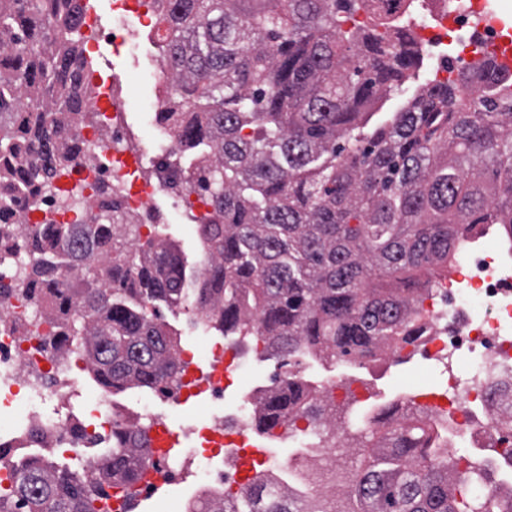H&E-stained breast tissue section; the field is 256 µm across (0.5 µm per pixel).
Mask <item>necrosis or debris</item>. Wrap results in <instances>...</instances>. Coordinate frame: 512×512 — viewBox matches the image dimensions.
<instances>
[{"instance_id": "necrosis-or-debris-1", "label": "necrosis or debris", "mask_w": 512, "mask_h": 512, "mask_svg": "<svg viewBox=\"0 0 512 512\" xmlns=\"http://www.w3.org/2000/svg\"><path fill=\"white\" fill-rule=\"evenodd\" d=\"M433 2L435 12L425 29L437 49L451 39L462 46L472 42L470 18L489 6V0ZM157 3L116 0L113 54L143 57L139 33L156 18ZM101 96L105 107H93L91 119L78 128L81 152L65 191L29 197L31 222L78 224L109 197L122 214L136 217L142 236H154L166 223L153 203L161 191L167 194L170 210L181 218L192 224L204 222L213 208L193 180L184 176L168 186L163 176L143 178L127 164L134 150L126 139V102L110 85L103 87ZM473 234L457 251L454 282L423 296L422 324L427 331L416 350L422 358L448 368L458 358L471 363L466 383L449 375L447 393L429 403L426 429L438 447L455 446L461 460L483 471V496L492 504L501 484H512V422L501 417L504 405L512 400V246L482 225ZM35 260L31 252L11 262L0 256V446L11 452L0 460V500L10 496L20 461L29 460L37 448L69 449L73 457L83 459L84 475L98 480L112 460L115 433L139 429L145 402L181 405L193 396L204 397L213 409L205 438L223 445V458L198 466L193 447L180 448L175 460L150 449L145 475L131 494L151 502L165 487L182 512H202L205 505L237 492L236 459L253 419V399L248 393L229 395L228 390L232 372L250 365L254 355L264 351L266 338L260 326L252 325L245 336L218 333L212 307L200 305L195 284H187L181 308L192 331L191 344L179 349V370L170 386L125 404L114 401L111 391L91 390L100 421L88 424L77 401L84 392L83 376L91 369L88 355L65 339L58 346L48 345L51 318L14 284L15 275ZM50 399L62 407L53 416L41 411ZM406 420V407L395 399L362 407L349 425L338 429L304 418L290 423L271 437L276 449L270 469L273 488L289 485L307 498L324 495L328 483L314 472L313 463L325 462L330 451L347 447L352 430L398 427ZM484 448L495 449V456H481Z\"/></svg>"}]
</instances>
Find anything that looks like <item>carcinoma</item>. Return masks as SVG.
I'll use <instances>...</instances> for the list:
<instances>
[{
  "instance_id": "carcinoma-1",
  "label": "carcinoma",
  "mask_w": 512,
  "mask_h": 512,
  "mask_svg": "<svg viewBox=\"0 0 512 512\" xmlns=\"http://www.w3.org/2000/svg\"><path fill=\"white\" fill-rule=\"evenodd\" d=\"M390 0H171L160 17L176 95L161 118L213 217L199 226L212 265L199 281L222 304L224 335L258 319L280 360L310 348L334 362L398 350L423 327L426 289L409 275L448 264L475 224L512 228V77L490 60L417 83L422 50L386 18ZM80 0H0V252L66 249L69 271L35 264L22 289L73 308L62 336L87 351L108 389L173 379L178 344L160 308L182 295L188 260L149 238L129 265L117 224L21 228L34 187L58 192L80 152L86 49ZM258 426L320 412L302 382L279 380ZM419 422L373 432L354 447L356 512H475L481 476L425 448ZM112 483L145 468L139 438L119 437ZM209 512H328L255 478ZM95 488L76 472L30 459L17 470L18 512H94Z\"/></svg>"
}]
</instances>
